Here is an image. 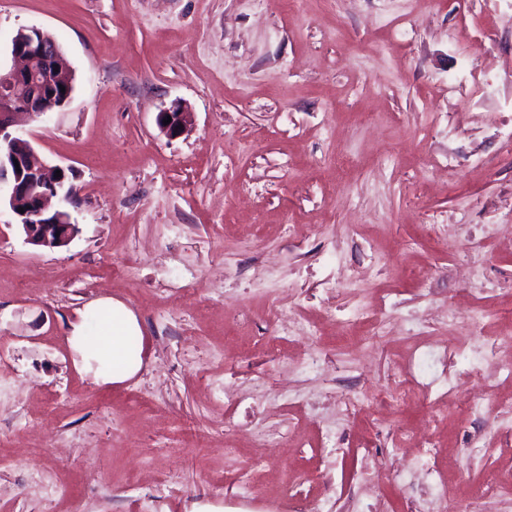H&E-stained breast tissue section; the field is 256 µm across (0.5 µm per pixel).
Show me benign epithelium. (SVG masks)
Wrapping results in <instances>:
<instances>
[{"mask_svg": "<svg viewBox=\"0 0 512 512\" xmlns=\"http://www.w3.org/2000/svg\"><path fill=\"white\" fill-rule=\"evenodd\" d=\"M11 54L21 66L0 70V205L7 206L18 219L26 242L37 247L59 248L69 244L78 224L67 210L50 212L49 198L59 194L67 201L77 196L67 169L47 164L32 142L9 132L18 113L46 115L64 107L45 96V88L58 80L72 82V73L63 67L62 52L53 37L38 27L21 29L11 40ZM171 118L169 124L163 120ZM188 113L176 107L158 115L160 130L174 138L187 125ZM61 176H55V172ZM24 211H18V208Z\"/></svg>", "mask_w": 512, "mask_h": 512, "instance_id": "1", "label": "benign epithelium"}]
</instances>
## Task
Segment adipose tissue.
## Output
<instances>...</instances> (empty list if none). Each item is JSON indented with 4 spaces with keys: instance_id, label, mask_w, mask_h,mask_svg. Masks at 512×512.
<instances>
[{
    "instance_id": "obj_1",
    "label": "adipose tissue",
    "mask_w": 512,
    "mask_h": 512,
    "mask_svg": "<svg viewBox=\"0 0 512 512\" xmlns=\"http://www.w3.org/2000/svg\"><path fill=\"white\" fill-rule=\"evenodd\" d=\"M135 314L121 301L100 298L79 313L70 331L69 343L80 371L98 384H120L142 367V350L128 344L141 335Z\"/></svg>"
}]
</instances>
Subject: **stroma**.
I'll return each instance as SVG.
<instances>
[{"label":"stroma","mask_w":512,"mask_h":512,"mask_svg":"<svg viewBox=\"0 0 512 512\" xmlns=\"http://www.w3.org/2000/svg\"><path fill=\"white\" fill-rule=\"evenodd\" d=\"M31 26L74 91L13 131L72 168L79 231L36 247L0 209V512H418L407 430L446 447L459 498L512 474V351L494 375L482 354L512 334V0H0V66ZM105 296L143 328L119 385L67 342ZM366 303L383 330L344 342ZM408 365L420 386L378 429ZM381 464L415 474L377 488ZM295 471L320 480L271 493ZM168 116H171V122L167 125H164L163 119H168ZM187 112H184L179 107H176L172 110H164L160 112L158 115V125L160 130L168 137L174 138L179 136L187 126ZM180 125H183V128H180Z\"/></svg>","instance_id":"obj_1"}]
</instances>
